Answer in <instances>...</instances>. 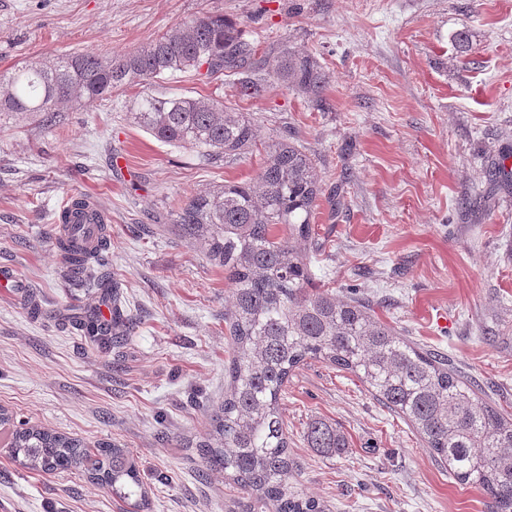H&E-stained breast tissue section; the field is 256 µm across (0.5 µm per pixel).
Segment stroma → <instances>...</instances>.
<instances>
[{
    "label": "stroma",
    "instance_id": "1",
    "mask_svg": "<svg viewBox=\"0 0 512 512\" xmlns=\"http://www.w3.org/2000/svg\"><path fill=\"white\" fill-rule=\"evenodd\" d=\"M202 14L235 21L260 49L315 54L328 109L284 87L240 99L229 72L184 73L150 94L224 101L251 113L261 137L287 134L311 152L324 191H342L337 213L323 204L316 216V284L370 301L512 412V185L488 177L512 152V0H0V74L74 51L130 53ZM135 94L61 107L52 128L0 117V265L27 289L0 287V408L91 448L128 449L149 512H243L248 493L197 449L224 399L231 285L168 218L199 191L255 181L263 154L206 161L160 142L136 124ZM73 195L110 219L109 267L133 318L118 346L90 342L68 319L71 306L97 304L54 243ZM279 408L294 487L326 512H490L484 492L458 483L353 373L307 361ZM316 421L344 434L345 452L310 447ZM128 509L85 469L24 468L0 431V512Z\"/></svg>",
    "mask_w": 512,
    "mask_h": 512
}]
</instances>
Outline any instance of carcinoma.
<instances>
[{"instance_id": "cac0c4a2", "label": "carcinoma", "mask_w": 512, "mask_h": 512, "mask_svg": "<svg viewBox=\"0 0 512 512\" xmlns=\"http://www.w3.org/2000/svg\"><path fill=\"white\" fill-rule=\"evenodd\" d=\"M237 75L242 99L285 84L323 109L328 77L317 58L283 44L261 52L224 17L196 16L167 30L132 54L70 52L0 76V114H25L43 126L55 123L62 103L91 106L112 91L192 72L212 78ZM136 122L157 139L194 149L206 160L247 154L257 147V123L224 102L147 92L132 103ZM323 195L312 155L288 135L264 145L257 184H224L180 205L170 223L199 246L233 284L224 322L230 338L228 387L210 418L202 461L243 487L249 512H324L292 485L295 463L279 413V395L294 368L322 360L356 375L388 409L409 421L425 447L459 482L479 487L492 512H512V414L480 399L445 357L424 350L382 322L373 305L340 300L314 284L309 253L318 241L316 211ZM67 237H55L72 278L101 291L110 319L99 312L76 317L94 343L109 345L129 329L119 283L107 267L108 216L73 196L58 216ZM89 221L96 232H76ZM310 447L327 455L347 448L342 432L313 422ZM9 452L30 470L84 467L128 502L149 508V487L124 448L96 451L78 438L42 426L14 425Z\"/></svg>"}]
</instances>
